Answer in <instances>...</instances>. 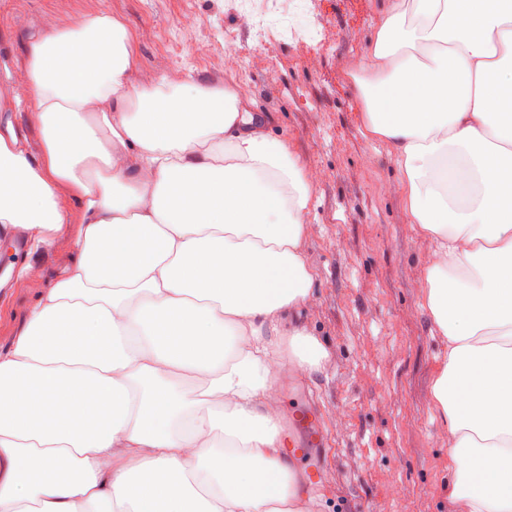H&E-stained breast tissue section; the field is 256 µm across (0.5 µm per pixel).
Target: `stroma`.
Masks as SVG:
<instances>
[{"label": "stroma", "instance_id": "1", "mask_svg": "<svg viewBox=\"0 0 512 512\" xmlns=\"http://www.w3.org/2000/svg\"><path fill=\"white\" fill-rule=\"evenodd\" d=\"M290 0H0V58L17 75L7 98H25L23 47L80 14L108 11L128 26L139 84L185 78L248 89L269 130L285 136L315 174L307 259L315 272L304 322L326 347L321 370L283 382L285 414L302 409L324 436L313 512H444L448 446L430 408L442 352L421 307L423 270L389 146L363 137L362 112L345 73L375 35L376 0H304L318 39L285 24ZM262 13L260 27L240 24ZM242 63L225 72L224 60ZM77 225L21 259L32 276L0 288V351L74 256Z\"/></svg>", "mask_w": 512, "mask_h": 512}]
</instances>
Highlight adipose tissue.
<instances>
[{
  "label": "adipose tissue",
  "mask_w": 512,
  "mask_h": 512,
  "mask_svg": "<svg viewBox=\"0 0 512 512\" xmlns=\"http://www.w3.org/2000/svg\"><path fill=\"white\" fill-rule=\"evenodd\" d=\"M352 80L447 345L448 512H512V0H381ZM43 157L0 132V224L75 257L0 353V512H293L275 385L319 370L315 182L243 90L134 80L99 11L26 43Z\"/></svg>",
  "instance_id": "adipose-tissue-1"
}]
</instances>
